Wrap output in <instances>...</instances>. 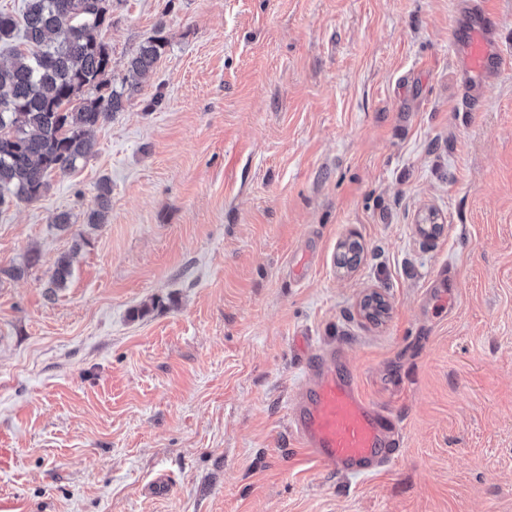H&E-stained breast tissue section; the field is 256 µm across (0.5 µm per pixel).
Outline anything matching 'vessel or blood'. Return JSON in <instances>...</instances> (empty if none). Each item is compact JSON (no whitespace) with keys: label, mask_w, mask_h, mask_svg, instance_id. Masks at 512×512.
Returning <instances> with one entry per match:
<instances>
[{"label":"vessel or blood","mask_w":512,"mask_h":512,"mask_svg":"<svg viewBox=\"0 0 512 512\" xmlns=\"http://www.w3.org/2000/svg\"><path fill=\"white\" fill-rule=\"evenodd\" d=\"M496 18L483 13L476 27L456 37L462 46L464 99L483 100L477 81L501 74L505 57L492 39ZM289 427L304 454L333 472L368 479L397 455L399 433L391 417L362 393L335 349H322L306 362V384L290 402Z\"/></svg>","instance_id":"1"}]
</instances>
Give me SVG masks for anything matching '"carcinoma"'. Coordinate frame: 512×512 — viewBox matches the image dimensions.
Returning a JSON list of instances; mask_svg holds the SVG:
<instances>
[{"label": "carcinoma", "instance_id": "carcinoma-1", "mask_svg": "<svg viewBox=\"0 0 512 512\" xmlns=\"http://www.w3.org/2000/svg\"><path fill=\"white\" fill-rule=\"evenodd\" d=\"M110 0H23L21 13L0 10V43L10 62L0 64V206L34 202L54 175H65L95 153L92 132L123 111L125 87L108 86L112 56L99 32L112 24ZM163 25L141 43L127 68L150 74L166 45ZM108 179L98 184L86 226L100 227L111 205ZM71 275L70 254H61L47 280L54 294Z\"/></svg>", "mask_w": 512, "mask_h": 512}]
</instances>
